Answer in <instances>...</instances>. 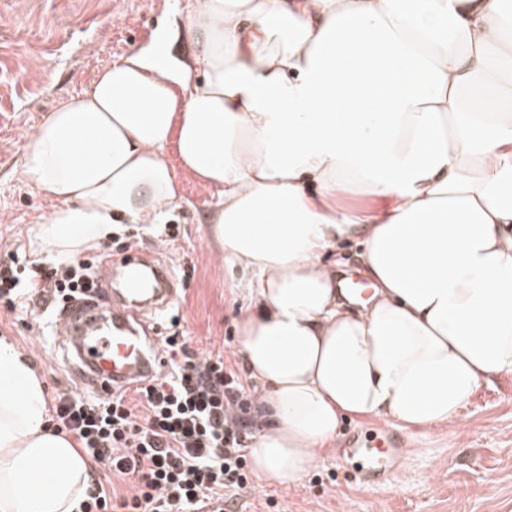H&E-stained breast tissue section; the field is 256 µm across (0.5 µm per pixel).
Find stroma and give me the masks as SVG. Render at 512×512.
Returning a JSON list of instances; mask_svg holds the SVG:
<instances>
[{"label":"stroma","instance_id":"1","mask_svg":"<svg viewBox=\"0 0 512 512\" xmlns=\"http://www.w3.org/2000/svg\"><path fill=\"white\" fill-rule=\"evenodd\" d=\"M186 0H0V249L22 248L46 262L32 235L49 213L23 174L27 133L61 101L83 92L96 72L149 43L155 29L181 21ZM181 199L164 221L178 225L175 240L161 246L160 227L118 225L114 249L137 240L173 272L177 297L163 333L180 329L192 348L241 363L235 320L244 304L204 236L217 200L214 190L180 168L167 149ZM21 312L0 314V336L12 339L45 381L47 396L77 388L56 335L35 336ZM460 427L429 432L399 429L412 452L398 469L399 495L365 490L343 446L371 421L354 415L341 425L335 448L325 453L302 483L282 489L254 482L236 497L238 512H512V375L482 385L459 414Z\"/></svg>","mask_w":512,"mask_h":512}]
</instances>
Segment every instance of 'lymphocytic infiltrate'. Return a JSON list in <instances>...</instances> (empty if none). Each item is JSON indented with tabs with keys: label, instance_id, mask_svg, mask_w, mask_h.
Here are the masks:
<instances>
[{
	"label": "lymphocytic infiltrate",
	"instance_id": "obj_1",
	"mask_svg": "<svg viewBox=\"0 0 512 512\" xmlns=\"http://www.w3.org/2000/svg\"><path fill=\"white\" fill-rule=\"evenodd\" d=\"M96 259L35 263L11 251L0 261V305L7 311L61 308L97 288ZM168 356L150 384L111 399L61 392L53 427L128 485L123 494L89 484L80 512H225L226 493L246 490V424L230 417L242 383L221 358L200 355L186 336L162 339Z\"/></svg>",
	"mask_w": 512,
	"mask_h": 512
}]
</instances>
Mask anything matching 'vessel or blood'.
Returning <instances> with one entry per match:
<instances>
[{"mask_svg": "<svg viewBox=\"0 0 512 512\" xmlns=\"http://www.w3.org/2000/svg\"><path fill=\"white\" fill-rule=\"evenodd\" d=\"M98 286L100 298L60 309L57 327L82 373V383L105 396L145 384L163 369L160 339L146 335L144 317L166 308L176 290L169 267L144 261L136 248L105 257ZM399 446L392 431H364L349 457L363 474L366 488L377 487Z\"/></svg>", "mask_w": 512, "mask_h": 512, "instance_id": "b4317fda", "label": "vessel or blood"}]
</instances>
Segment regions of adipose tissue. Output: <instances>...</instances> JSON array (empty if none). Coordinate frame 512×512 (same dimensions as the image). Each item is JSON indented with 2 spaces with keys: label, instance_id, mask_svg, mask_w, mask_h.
<instances>
[{
  "label": "adipose tissue",
  "instance_id": "adipose-tissue-1",
  "mask_svg": "<svg viewBox=\"0 0 512 512\" xmlns=\"http://www.w3.org/2000/svg\"><path fill=\"white\" fill-rule=\"evenodd\" d=\"M183 33L186 60L159 29L27 134L42 253L160 223L175 148L217 194L205 235L249 301L262 483L298 485L349 415L456 427L512 374V0H191ZM355 185L370 205L340 204ZM353 232L365 300L323 259ZM43 384L0 336V512H79L90 480Z\"/></svg>",
  "mask_w": 512,
  "mask_h": 512
}]
</instances>
